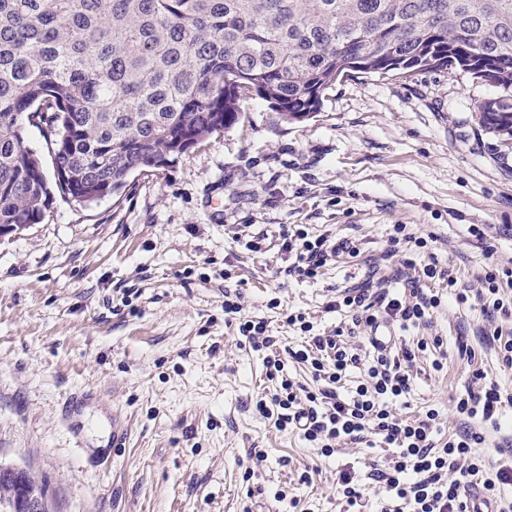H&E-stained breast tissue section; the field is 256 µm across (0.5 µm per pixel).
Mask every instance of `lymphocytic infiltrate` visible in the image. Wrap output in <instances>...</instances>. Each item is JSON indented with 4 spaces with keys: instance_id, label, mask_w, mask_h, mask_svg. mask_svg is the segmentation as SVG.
<instances>
[{
    "instance_id": "obj_1",
    "label": "lymphocytic infiltrate",
    "mask_w": 512,
    "mask_h": 512,
    "mask_svg": "<svg viewBox=\"0 0 512 512\" xmlns=\"http://www.w3.org/2000/svg\"><path fill=\"white\" fill-rule=\"evenodd\" d=\"M279 249L292 259L287 275L304 280L316 278L347 247L328 235L313 237L306 229L286 226L279 234ZM445 276V270L433 261L419 271L417 287L394 294L386 289L372 293L347 288L330 306L348 313L356 326L373 324L382 317L402 329L415 327L426 323L431 310L441 303L439 295L424 293L423 283ZM240 298L239 292H225V323H237L240 335L254 350L274 346L265 322L241 319ZM285 321L309 334L308 348L294 352L293 357L311 363L319 387L298 391L285 377L281 358L266 357V375L277 388L270 400H259L257 408L273 417L278 430H299L326 454L332 453L337 442L360 444L366 433L380 435L391 452L389 466L371 470L369 477L384 489L392 512H469V494L477 486L495 503L496 512H512V495L503 492L504 487H512V448L490 461L480 452L484 435L472 427L476 421L498 427L501 410L512 405L511 391L489 381L480 392L458 400V413L471 424L439 448L433 441L434 411L414 421L398 418L391 411L392 404L412 390L406 364L413 361L414 350L399 355L380 352L366 359L345 342L342 332L313 333L310 321L300 313L286 314ZM355 368L363 371L364 381L352 397H341L336 385Z\"/></svg>"
}]
</instances>
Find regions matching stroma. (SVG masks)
Returning <instances> with one entry per match:
<instances>
[{
	"label": "stroma",
	"mask_w": 512,
	"mask_h": 512,
	"mask_svg": "<svg viewBox=\"0 0 512 512\" xmlns=\"http://www.w3.org/2000/svg\"><path fill=\"white\" fill-rule=\"evenodd\" d=\"M497 95L459 70L351 72L308 120L286 122L255 96L231 129L134 172L121 196L55 197L41 223L0 239V462L45 484L49 512H344L337 472L365 480L386 445L325 455L260 414L273 385L263 353L225 324L224 293L240 292L243 318L264 320L283 354L305 343L284 311L333 333L350 322L328 307L341 290L397 287L404 262L433 257L452 279L431 284L441 304L429 323L399 333L416 358L395 412L435 410L444 445L457 400L480 386L474 371L512 390L488 342L512 334V317L478 300L488 268L512 269V140L474 112ZM286 224L350 252L317 279L290 277ZM397 224L411 239L392 253ZM257 234L260 251L246 250ZM75 388L99 399L65 423Z\"/></svg>",
	"instance_id": "obj_1"
}]
</instances>
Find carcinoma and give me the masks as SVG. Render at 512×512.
I'll return each mask as SVG.
<instances>
[{
  "instance_id": "cac0c4a2",
  "label": "carcinoma",
  "mask_w": 512,
  "mask_h": 512,
  "mask_svg": "<svg viewBox=\"0 0 512 512\" xmlns=\"http://www.w3.org/2000/svg\"><path fill=\"white\" fill-rule=\"evenodd\" d=\"M423 67L499 88L478 121L512 140V0H0V225L122 193L237 124L248 95L299 121L345 73ZM28 147L34 151L42 160L44 171L48 178H53V165L50 154L48 152L45 140L42 134L33 127H29L27 129V139H26Z\"/></svg>"
}]
</instances>
